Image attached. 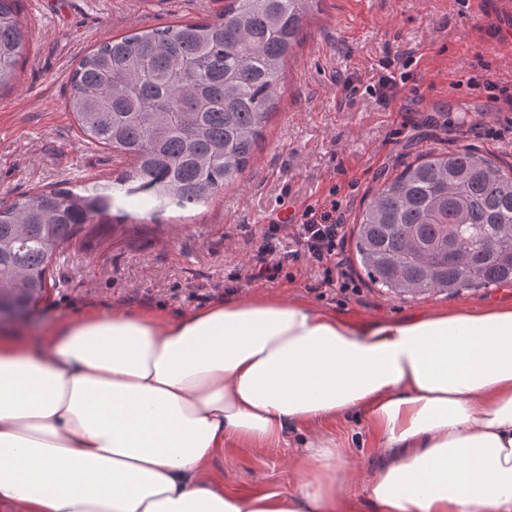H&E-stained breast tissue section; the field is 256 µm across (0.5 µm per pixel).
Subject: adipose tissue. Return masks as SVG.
<instances>
[{
    "mask_svg": "<svg viewBox=\"0 0 512 512\" xmlns=\"http://www.w3.org/2000/svg\"><path fill=\"white\" fill-rule=\"evenodd\" d=\"M366 415L374 512H512V301L353 321L266 292L169 319L94 311L0 333V505L22 512H356L323 423ZM309 431L308 478L225 492L236 441Z\"/></svg>",
    "mask_w": 512,
    "mask_h": 512,
    "instance_id": "ef3b65f1",
    "label": "adipose tissue"
}]
</instances>
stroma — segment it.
Wrapping results in <instances>:
<instances>
[{"mask_svg":"<svg viewBox=\"0 0 512 512\" xmlns=\"http://www.w3.org/2000/svg\"><path fill=\"white\" fill-rule=\"evenodd\" d=\"M224 0H21L30 48L13 87L0 95V204L40 191L109 186L128 167L87 143L66 106L71 74L102 40L213 18ZM403 76L380 105V76ZM512 0H323L286 67L282 95L239 180L193 211L172 207L144 216L117 200L108 216L54 255L44 298L23 326L39 338L48 326L89 310L161 309L178 316L223 298L229 275L244 273L249 238L305 208L337 201L358 213L366 196L423 150L468 146L512 165ZM501 128L491 137L488 127ZM343 258L360 292L340 300L318 289L319 272L301 259L274 281L238 284L236 294L267 290L354 320L434 307L511 300L512 287L456 296L392 297L369 283L345 240ZM344 448L353 477L343 496L383 461L366 417L325 424ZM296 429L278 445H231L206 474L224 489L284 492L310 471Z\"/></svg>","mask_w":512,"mask_h":512,"instance_id":"obj_1","label":"stroma"}]
</instances>
